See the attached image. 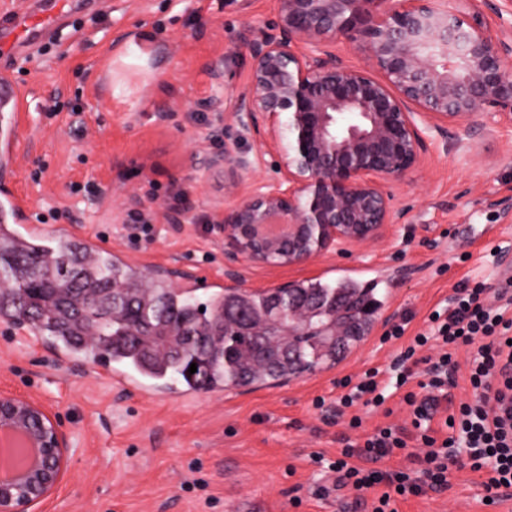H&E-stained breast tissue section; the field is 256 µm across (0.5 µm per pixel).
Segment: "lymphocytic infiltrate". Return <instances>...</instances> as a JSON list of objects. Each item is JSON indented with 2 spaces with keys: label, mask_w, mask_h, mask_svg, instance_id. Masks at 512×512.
<instances>
[{
  "label": "lymphocytic infiltrate",
  "mask_w": 512,
  "mask_h": 512,
  "mask_svg": "<svg viewBox=\"0 0 512 512\" xmlns=\"http://www.w3.org/2000/svg\"><path fill=\"white\" fill-rule=\"evenodd\" d=\"M512 278L497 283L466 279L455 288L446 306L438 310L425 332L407 336L406 323L392 324L384 341L408 338L409 343L389 368L395 389L403 390L412 409V425L419 448L417 473L380 469L379 461L407 446L404 428L384 425L357 441H346L336 460L314 455L326 464L342 486L357 492L373 491L372 512H398L399 502L447 488L452 471H468L482 480L490 505H497L502 490L512 488ZM435 345L436 357H425L429 377L425 391L407 390L413 375L410 365L417 350ZM473 348L466 379L472 398L460 403L438 428H431L441 398L455 386L457 362L453 352ZM377 370L365 372L349 393L336 400L337 415L357 403L379 407L386 396ZM348 426L363 425L359 415H348Z\"/></svg>",
  "instance_id": "obj_1"
}]
</instances>
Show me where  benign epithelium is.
I'll return each mask as SVG.
<instances>
[{
	"mask_svg": "<svg viewBox=\"0 0 512 512\" xmlns=\"http://www.w3.org/2000/svg\"><path fill=\"white\" fill-rule=\"evenodd\" d=\"M276 20L249 29L247 88L230 112L224 149L206 159L227 169L228 190L276 158L278 178L253 185L222 212L227 277L242 258L299 265L374 241L403 210L389 184L421 163L433 136L476 112L512 125V28L491 30L480 13L438 0H279ZM366 49L370 67L336 54V38ZM261 142L255 152L242 144ZM295 316L260 332L268 346L306 325ZM0 512H32L57 489L70 446L56 414L22 395L0 394Z\"/></svg>",
	"mask_w": 512,
	"mask_h": 512,
	"instance_id": "benign-epithelium-1",
	"label": "benign epithelium"
}]
</instances>
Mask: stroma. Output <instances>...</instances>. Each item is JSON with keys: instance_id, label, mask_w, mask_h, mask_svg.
<instances>
[{"instance_id": "35a3bbf8", "label": "stroma", "mask_w": 512, "mask_h": 512, "mask_svg": "<svg viewBox=\"0 0 512 512\" xmlns=\"http://www.w3.org/2000/svg\"><path fill=\"white\" fill-rule=\"evenodd\" d=\"M278 0H69L53 39L10 63L23 97L13 191L46 231L101 236L142 269L173 271L178 286L225 279L224 245L202 223L228 202L223 168L205 165L224 145V114L248 81L243 30L274 19ZM460 130L461 145L435 140L394 192L404 214L375 241L290 267L239 261L247 290L349 277L377 285L381 322L333 368L277 387L175 399L107 386L104 366L49 347L0 320V393L57 413L71 460L40 512H368L371 493L337 486L311 463L335 457L346 418L315 409L346 378L382 367L457 283L512 269V128ZM153 227L137 235L130 216ZM500 248L499 266L486 259ZM328 488L319 496V488ZM477 476L454 473L442 492L399 512H501L483 505ZM301 498L293 507V498Z\"/></svg>"}]
</instances>
